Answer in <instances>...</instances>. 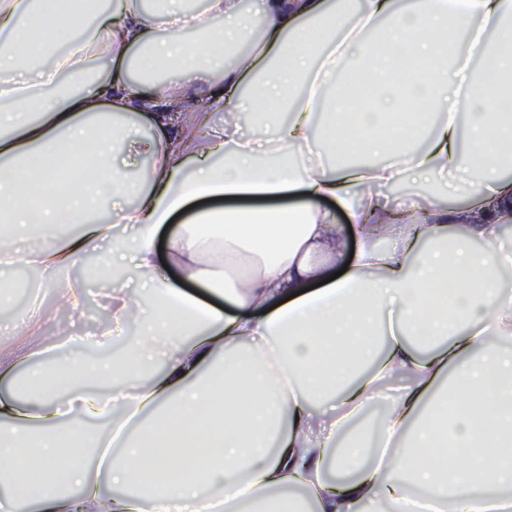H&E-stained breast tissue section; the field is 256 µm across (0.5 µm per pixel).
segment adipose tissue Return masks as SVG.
<instances>
[{
    "label": "adipose tissue",
    "instance_id": "1",
    "mask_svg": "<svg viewBox=\"0 0 512 512\" xmlns=\"http://www.w3.org/2000/svg\"><path fill=\"white\" fill-rule=\"evenodd\" d=\"M84 4L87 25L72 0H0V263L57 277L108 239L148 300L113 289L109 326L74 337L137 327L113 362L0 357L36 395H0V512H512V0ZM401 179L473 203L392 205ZM340 213L357 249L336 277L309 259Z\"/></svg>",
    "mask_w": 512,
    "mask_h": 512
}]
</instances>
